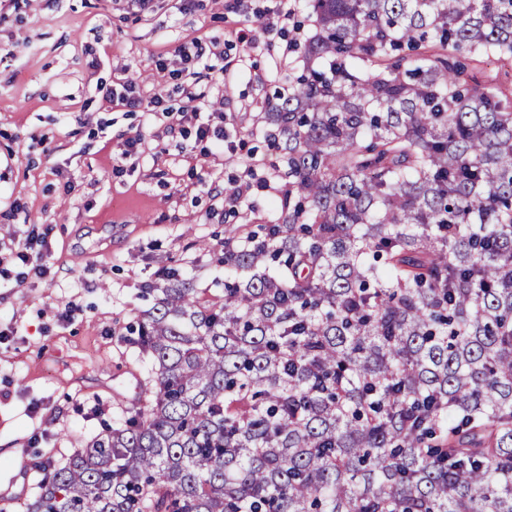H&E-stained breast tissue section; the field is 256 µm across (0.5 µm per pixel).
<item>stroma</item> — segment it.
<instances>
[{
  "mask_svg": "<svg viewBox=\"0 0 512 512\" xmlns=\"http://www.w3.org/2000/svg\"><path fill=\"white\" fill-rule=\"evenodd\" d=\"M312 30L306 0H247L240 16L224 0H0V246L48 225L55 270L50 283L0 272L7 512L35 499L41 462L65 461L149 400L151 363L125 338L152 304L145 284L176 268L221 295L229 230L270 222L285 179L268 112ZM196 43L203 64L158 69ZM127 76L144 100L133 111L98 91ZM158 93L166 110L150 103ZM192 107L223 126V152L201 155L194 120L177 118ZM137 134L140 153L125 156ZM204 180L247 192L232 208Z\"/></svg>",
  "mask_w": 512,
  "mask_h": 512,
  "instance_id": "stroma-1",
  "label": "stroma"
}]
</instances>
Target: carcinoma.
Segmentation results:
<instances>
[{
	"label": "carcinoma",
	"instance_id": "obj_1",
	"mask_svg": "<svg viewBox=\"0 0 512 512\" xmlns=\"http://www.w3.org/2000/svg\"><path fill=\"white\" fill-rule=\"evenodd\" d=\"M309 8L280 215L144 286L152 399L25 512H512V0Z\"/></svg>",
	"mask_w": 512,
	"mask_h": 512
}]
</instances>
